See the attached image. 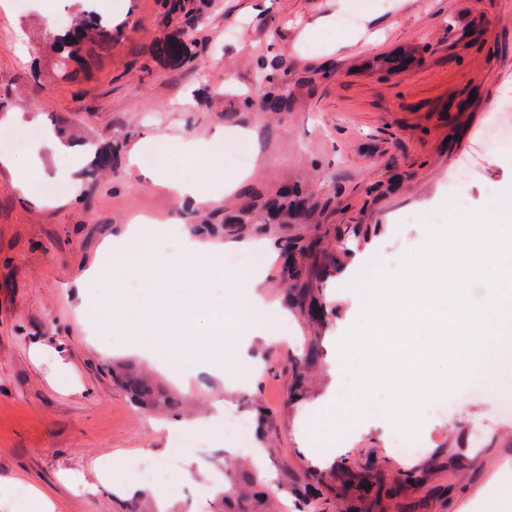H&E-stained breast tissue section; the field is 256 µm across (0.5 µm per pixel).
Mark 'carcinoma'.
Segmentation results:
<instances>
[{"label": "carcinoma", "instance_id": "cac0c4a2", "mask_svg": "<svg viewBox=\"0 0 512 512\" xmlns=\"http://www.w3.org/2000/svg\"><path fill=\"white\" fill-rule=\"evenodd\" d=\"M112 40V24L97 18L80 27L71 38L74 51L82 50L90 42L103 45ZM336 202V193L326 192L321 201L309 202L308 197L286 188L267 194L259 207H246L241 214L224 222V232L240 234L247 230L276 235L275 242L281 253L288 254L281 274L292 283L287 296L288 305L294 307L309 323H325L324 304L326 279L336 270V253L314 240H305L294 233H276L274 224L289 223L292 215L308 216L316 210H326ZM319 359V351L310 347L296 358L292 366L293 393L302 392L307 372ZM118 380L131 395L134 405L157 413L169 412L178 406V400L152 385L141 373L125 369ZM259 476L239 467L224 468V486L213 501L212 512H277L271 493L258 489ZM346 497L351 508L357 509L369 501L394 500L401 490L394 484H384L368 474L347 472L343 477ZM125 512H159L147 495L139 494L127 502Z\"/></svg>", "mask_w": 512, "mask_h": 512}]
</instances>
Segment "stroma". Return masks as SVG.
<instances>
[{
    "instance_id": "obj_1",
    "label": "stroma",
    "mask_w": 512,
    "mask_h": 512,
    "mask_svg": "<svg viewBox=\"0 0 512 512\" xmlns=\"http://www.w3.org/2000/svg\"><path fill=\"white\" fill-rule=\"evenodd\" d=\"M112 24L103 48L62 59L56 41L85 10ZM356 13L354 29L337 18ZM268 63L276 77L260 79ZM512 92V0H28L0 9V512H31L41 491L56 512H120L137 482L140 456L182 466L181 450L203 442L207 458L183 493L164 492L167 512L212 498L221 464L256 467L288 512L313 475L348 466L386 479L408 475L400 502L386 512H487L498 486L512 481V422L497 419L500 392L462 401L420 433L429 444L416 459L395 457L392 425L378 401L350 420L354 375L339 372L337 343L361 319L363 288L396 272L420 249L426 229L451 216L448 180L483 133L492 105ZM276 99L280 110H269ZM64 124L73 157L40 155L30 191L17 167L31 151L17 141L30 129L51 134ZM171 140L241 135L245 169L211 166L199 181L202 203L146 184L128 156L146 133ZM72 172L83 186L74 201L45 196L43 185ZM298 184L311 193L338 190L334 209L301 225L305 237L334 245L337 224H377L368 240L338 253L326 289L329 316L318 329L281 305L286 285L272 237L210 235L225 253L261 246L263 291L290 325L287 339H254L241 363L224 373L202 368L189 382L117 344L100 342L83 320L101 291L87 282L103 263L102 247L133 220L167 224L163 246L197 225L220 224L240 204ZM512 193V155H489L469 177L470 211L495 209L490 189ZM317 339L320 360L301 395L291 369L302 337ZM133 361L181 406L177 426L205 420L217 403L247 417L256 453L239 454L216 433L199 439L160 431L156 413L133 406L112 380V366ZM488 434L472 444L470 429ZM112 463V486L80 494L78 478L97 479Z\"/></svg>"
}]
</instances>
